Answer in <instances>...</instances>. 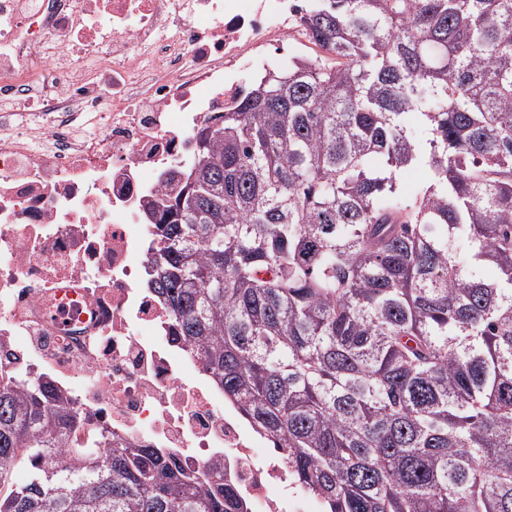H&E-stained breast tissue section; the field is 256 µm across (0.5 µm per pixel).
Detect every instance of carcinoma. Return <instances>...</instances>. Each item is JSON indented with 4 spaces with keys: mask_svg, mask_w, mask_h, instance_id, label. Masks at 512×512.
Returning <instances> with one entry per match:
<instances>
[{
    "mask_svg": "<svg viewBox=\"0 0 512 512\" xmlns=\"http://www.w3.org/2000/svg\"><path fill=\"white\" fill-rule=\"evenodd\" d=\"M299 26L316 55L149 203V287L323 512H512V0H316ZM78 424L0 382V512H246L147 445L73 464Z\"/></svg>",
    "mask_w": 512,
    "mask_h": 512,
    "instance_id": "obj_1",
    "label": "carcinoma"
}]
</instances>
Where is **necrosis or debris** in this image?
Returning <instances> with one entry per match:
<instances>
[{
  "label": "necrosis or debris",
  "instance_id": "1",
  "mask_svg": "<svg viewBox=\"0 0 512 512\" xmlns=\"http://www.w3.org/2000/svg\"><path fill=\"white\" fill-rule=\"evenodd\" d=\"M301 38L290 0H0V377L70 399L72 447L107 432L221 469L248 512L309 493L171 335L144 212Z\"/></svg>",
  "mask_w": 512,
  "mask_h": 512
}]
</instances>
